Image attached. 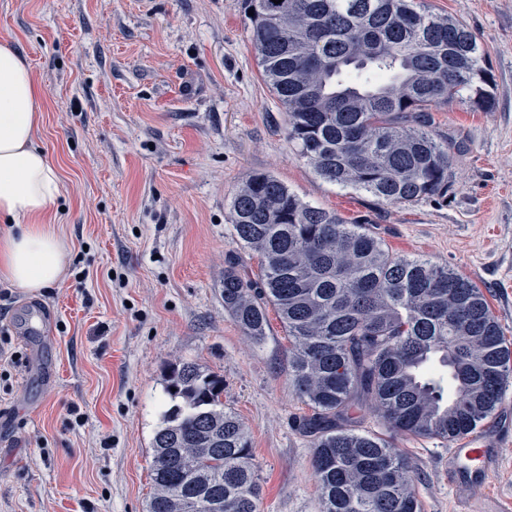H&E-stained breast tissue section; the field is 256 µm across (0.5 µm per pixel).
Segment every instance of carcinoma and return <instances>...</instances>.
<instances>
[{
	"mask_svg": "<svg viewBox=\"0 0 512 512\" xmlns=\"http://www.w3.org/2000/svg\"><path fill=\"white\" fill-rule=\"evenodd\" d=\"M262 76L286 113L288 142L323 181L375 205L448 201L457 144L432 130L433 109L489 112L496 81L476 35L421 0H247ZM255 278L230 258L224 309L255 341L273 308L288 336V376L313 409L309 438L322 512H420L406 458L358 429L379 408L387 430L451 442L490 420L512 349L481 288L421 257L400 256L359 223L304 201L256 172L231 195ZM152 439L147 512H258L248 430L224 408V377L172 365ZM357 425L360 429L374 432L377 434H385L386 427L381 418L378 407L370 401H364L355 410Z\"/></svg>",
	"mask_w": 512,
	"mask_h": 512,
	"instance_id": "1",
	"label": "carcinoma"
}]
</instances>
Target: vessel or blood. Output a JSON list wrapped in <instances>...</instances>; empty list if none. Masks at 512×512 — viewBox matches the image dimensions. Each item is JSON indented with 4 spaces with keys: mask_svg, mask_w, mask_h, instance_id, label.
I'll list each match as a JSON object with an SVG mask.
<instances>
[{
    "mask_svg": "<svg viewBox=\"0 0 512 512\" xmlns=\"http://www.w3.org/2000/svg\"><path fill=\"white\" fill-rule=\"evenodd\" d=\"M500 428L495 434L462 438L451 450L448 481L458 489H468L489 483L500 463V437L505 425L512 423V411L502 410Z\"/></svg>",
    "mask_w": 512,
    "mask_h": 512,
    "instance_id": "vessel-or-blood-1",
    "label": "vessel or blood"
}]
</instances>
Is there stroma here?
<instances>
[{"label":"stroma","mask_w":512,"mask_h":512,"mask_svg":"<svg viewBox=\"0 0 512 512\" xmlns=\"http://www.w3.org/2000/svg\"><path fill=\"white\" fill-rule=\"evenodd\" d=\"M426 3L478 37L496 106L435 110L438 137L462 146L447 202L378 207L289 144L244 0H0V43L42 91L34 144L61 178L66 267L61 284L0 301L20 356L0 367V512H146L165 374L182 361L223 376L259 467L260 512H320L286 333L273 315L253 341L221 293L241 253L231 192L255 172L367 223L392 252L467 277L512 346V0ZM502 443L489 485L464 494L448 482V443L399 441L421 512H504L512 439Z\"/></svg>","instance_id":"35a3bbf8"}]
</instances>
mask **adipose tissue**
<instances>
[{
    "mask_svg": "<svg viewBox=\"0 0 512 512\" xmlns=\"http://www.w3.org/2000/svg\"><path fill=\"white\" fill-rule=\"evenodd\" d=\"M40 102L19 51L0 43V217L21 224L19 232L0 234V279L28 292L65 278L64 246L47 222L61 181L47 155L32 145Z\"/></svg>",
    "mask_w": 512,
    "mask_h": 512,
    "instance_id": "1",
    "label": "adipose tissue"
}]
</instances>
